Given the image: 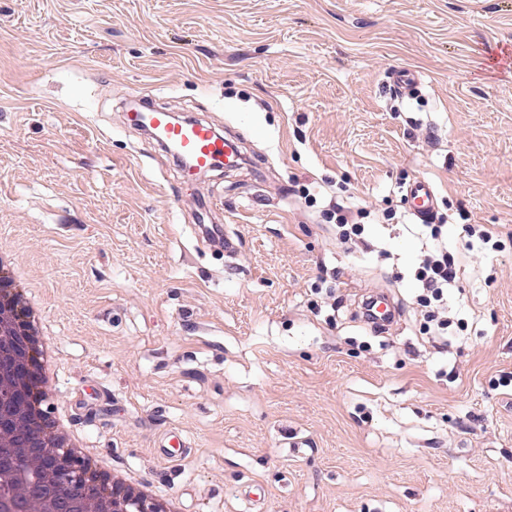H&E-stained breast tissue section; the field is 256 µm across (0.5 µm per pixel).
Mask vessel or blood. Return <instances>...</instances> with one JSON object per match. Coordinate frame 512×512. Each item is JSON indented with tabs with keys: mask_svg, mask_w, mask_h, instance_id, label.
<instances>
[{
	"mask_svg": "<svg viewBox=\"0 0 512 512\" xmlns=\"http://www.w3.org/2000/svg\"><path fill=\"white\" fill-rule=\"evenodd\" d=\"M420 84V74L405 66L392 68L387 75L388 91L398 99L414 95ZM128 120L133 126L150 130L159 144L174 149L189 175L223 168L235 147L234 142L219 134L212 124L179 121L172 113L162 109L145 107L129 113ZM437 197L435 185L425 177L409 181L403 189L406 207L420 224L434 222L437 215ZM197 230L201 240L223 245L226 255L232 256L238 252V241L222 226L201 223ZM396 315V303L383 293L370 299L364 306L365 320L382 331L387 330ZM190 451L191 446L186 440L166 438L158 444L156 457L162 463L173 464Z\"/></svg>",
	"mask_w": 512,
	"mask_h": 512,
	"instance_id": "1",
	"label": "vessel or blood"
}]
</instances>
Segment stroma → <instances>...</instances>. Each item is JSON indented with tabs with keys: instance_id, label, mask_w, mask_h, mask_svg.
<instances>
[{
	"instance_id": "1",
	"label": "stroma",
	"mask_w": 512,
	"mask_h": 512,
	"mask_svg": "<svg viewBox=\"0 0 512 512\" xmlns=\"http://www.w3.org/2000/svg\"><path fill=\"white\" fill-rule=\"evenodd\" d=\"M512 0H0V248L47 298L58 403L113 464L185 512H503L512 502ZM395 66L419 96L392 98ZM239 135L244 160L181 174L128 125L132 96ZM439 195L474 250L423 334L421 242L402 196ZM306 189L307 206L295 196ZM224 201L238 259L200 250ZM374 210L351 252L324 219ZM396 212L385 220L386 212ZM387 290L386 335L358 318ZM334 315L313 312L320 296ZM177 429L191 453L155 448ZM421 81L416 70L405 66L394 67L388 72L387 88L391 96L403 100L414 95Z\"/></svg>"
}]
</instances>
